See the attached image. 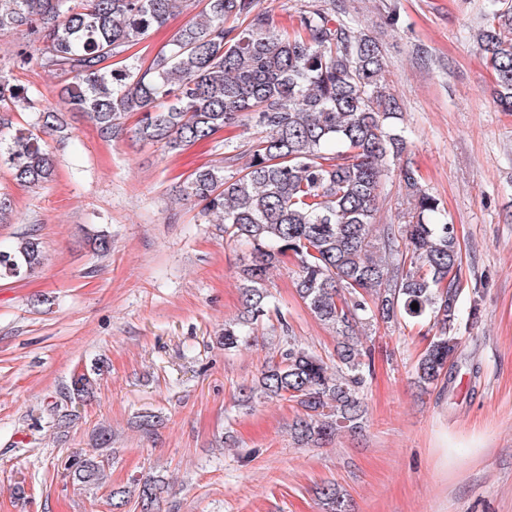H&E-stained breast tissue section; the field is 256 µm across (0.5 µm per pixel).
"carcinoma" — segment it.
Returning a JSON list of instances; mask_svg holds the SVG:
<instances>
[{"label":"carcinoma","mask_w":512,"mask_h":512,"mask_svg":"<svg viewBox=\"0 0 512 512\" xmlns=\"http://www.w3.org/2000/svg\"><path fill=\"white\" fill-rule=\"evenodd\" d=\"M317 2L305 0L291 25L277 26L256 0H202L170 47L143 66L128 51L179 14L184 0H0V34L20 31L34 43L35 53L17 55V68L35 60L60 78L61 98L105 139L133 112L134 135L170 152L251 118L262 127L238 176L202 165L179 192L200 206L201 223L224 225L229 240L251 251L239 269L242 310L224 324V349L249 343L258 322L278 312L265 282L288 258L303 303L335 332L333 364L290 336L243 394L245 403H295L291 430L305 444L362 430L372 365L359 335L374 321L429 323L434 334L414 366L415 383L454 391L467 287L454 225L438 220L440 204L416 170L400 169L408 220L375 223L383 164L407 148L394 124L400 106L383 86L378 41ZM476 40L496 77V103L512 112L509 0H490ZM109 56L116 62L103 65ZM15 111L35 113L36 122L13 124ZM63 126L60 113L40 110L26 87L0 75V127L11 130L0 139V164L17 184L53 179L55 160L40 133ZM44 261L40 242L22 237L0 250V279L30 276ZM101 468L85 454L70 475L88 483ZM163 493L161 481L141 482V512H157ZM319 494L331 512H348L336 486Z\"/></svg>","instance_id":"carcinoma-1"}]
</instances>
